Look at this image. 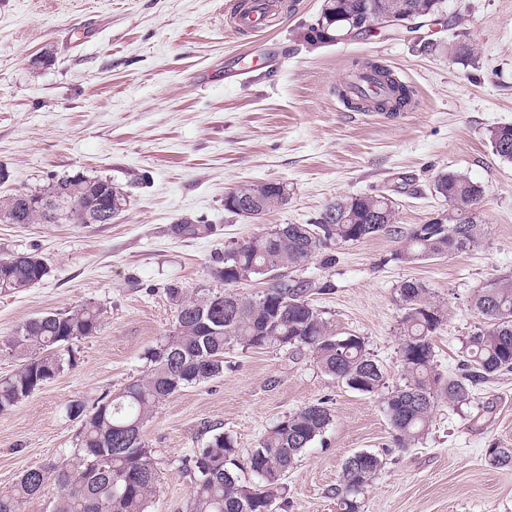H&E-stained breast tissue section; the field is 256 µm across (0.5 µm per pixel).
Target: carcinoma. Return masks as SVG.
Wrapping results in <instances>:
<instances>
[{
  "label": "carcinoma",
  "instance_id": "carcinoma-1",
  "mask_svg": "<svg viewBox=\"0 0 512 512\" xmlns=\"http://www.w3.org/2000/svg\"><path fill=\"white\" fill-rule=\"evenodd\" d=\"M432 7L445 10V0H322L316 25L336 42V34L351 21L379 23L389 13L410 15ZM448 55L478 68L472 45L448 42ZM368 69L377 91L364 100L374 112H400L414 101V90L386 66L354 62ZM495 153L512 162V124L490 131ZM436 192L448 203V223L415 224L407 231L394 226L392 206L381 195H355L328 205L313 224H279L234 248L224 251L221 265L212 270L220 283L192 295L176 284L166 288L175 312L173 328L147 352L145 373L117 391L97 399L92 406L75 401L67 414L80 421L72 466L49 462L24 471L13 489L0 494V512H20V504L41 494L49 482L57 486L52 512H150L160 481L159 472L143 442V429L163 402L189 386L224 375V349L280 348L309 354L320 369L364 395L382 394V404L397 447L407 449L426 433L432 410L439 400L455 407L472 398L474 388L503 371L512 370V277L496 279L479 289L472 307L484 326L468 336L458 373L446 378L435 372L432 334L445 312L430 299L429 289L416 279L404 281L399 296L405 314L399 351L404 383L382 393L381 366L365 342L349 334L338 336L329 328L310 299L309 280L277 279L276 272L297 271L319 256L326 266L335 263L332 247L360 241L379 233L394 235L401 245L390 260L410 264L462 251L475 244L485 227L474 211L483 188L463 174L438 176ZM255 186L236 189L224 198V209L235 215L258 218L284 203L281 187L270 184L260 194L261 203L239 212ZM112 195V216L125 210L122 188L102 178L80 175L55 177L36 197L58 204L52 215L32 206L14 192L0 198L1 224H87L103 195ZM209 224L183 221L172 233L194 239L209 233ZM48 274L41 257L18 253L0 262V293H16L39 283ZM269 276L257 298L232 291L240 281ZM103 308L93 302L64 311L49 312L26 321L0 351L21 359L19 367L0 379V412L9 410L37 389L74 366L76 342L101 327ZM332 414L324 403L305 406L284 417L261 437L244 460L238 459L231 436L212 434L204 447L192 452L186 471L191 479L189 512H271L284 490V480L300 456L326 431ZM491 464L512 465V448H490ZM345 460L333 490L340 512H359L358 496L383 467V458L369 451Z\"/></svg>",
  "mask_w": 512,
  "mask_h": 512
}]
</instances>
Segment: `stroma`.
Segmentation results:
<instances>
[{
  "mask_svg": "<svg viewBox=\"0 0 512 512\" xmlns=\"http://www.w3.org/2000/svg\"><path fill=\"white\" fill-rule=\"evenodd\" d=\"M275 25L235 33L234 0H0V195L38 191L53 177L112 180L130 196L109 224H0V257L34 253L48 266L38 284L0 294V344L30 318L87 300L101 304L100 330L78 344L75 365L0 412V493L28 468L73 463V401L92 404L146 368L145 351L168 335L165 290L215 287L226 249L279 224H311L336 199L371 193L394 203L408 229L447 210L440 174L482 186L483 237L466 250L412 264L392 261L395 237L334 247L325 268L301 278L331 282L312 297L329 327L360 336L401 384L398 289L416 279L448 311L433 336L438 372L456 373L480 323L471 308L487 282L512 275V162L490 142L512 124V0H448L479 60L452 59L448 30L381 29L313 46L304 36L322 0H280ZM439 42L423 52L424 41ZM382 62L416 92L418 106L390 116L347 111L336 87L352 59ZM246 82L225 79L230 69ZM280 182L288 199L258 219L224 209L229 191ZM212 225L182 239V219ZM325 402L332 421L286 479L273 512H340L333 494L345 459L379 454L384 466L360 495V512H512V466L490 464L512 447V371L477 386L467 404L438 402L427 434L401 450L379 397L327 376L307 355L270 348L224 351V374L171 396L144 428L161 472L150 512H188L185 459L211 429L240 455L283 417Z\"/></svg>",
  "mask_w": 512,
  "mask_h": 512,
  "instance_id": "35a3bbf8",
  "label": "stroma"
}]
</instances>
